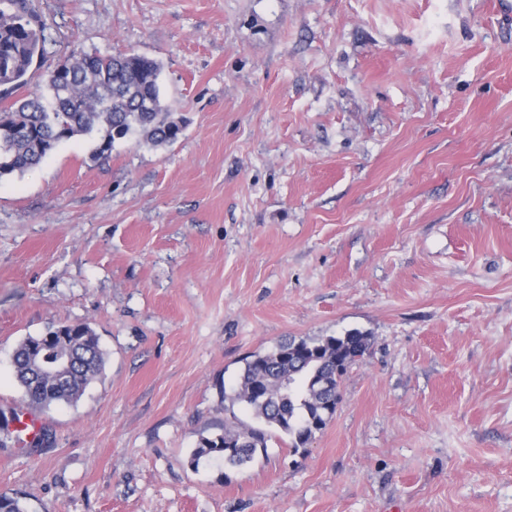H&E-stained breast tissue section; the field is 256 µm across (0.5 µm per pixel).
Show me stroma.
<instances>
[{
  "label": "stroma",
  "mask_w": 512,
  "mask_h": 512,
  "mask_svg": "<svg viewBox=\"0 0 512 512\" xmlns=\"http://www.w3.org/2000/svg\"><path fill=\"white\" fill-rule=\"evenodd\" d=\"M498 0H33L49 58L157 60L186 128L0 181V411L53 324L105 353L0 447L28 512H512V19ZM370 336L306 450L193 454L247 356Z\"/></svg>",
  "instance_id": "stroma-1"
}]
</instances>
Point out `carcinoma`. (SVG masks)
<instances>
[{
    "mask_svg": "<svg viewBox=\"0 0 512 512\" xmlns=\"http://www.w3.org/2000/svg\"><path fill=\"white\" fill-rule=\"evenodd\" d=\"M44 25L32 0H0V179L22 174L64 140L93 135L92 158L105 162L114 143L140 133L143 141L161 146L175 143L184 121L172 118L160 88V64L131 52L100 54L71 51L58 57L44 73L51 107L41 98L11 100L28 84L33 66L45 62ZM43 345L53 355L84 353L79 369L63 384L41 376L29 366L32 349ZM368 348L360 332L321 338H288L245 359L231 393L230 406L252 416L247 422L235 412L224 418L221 432L200 438L195 457L214 454L228 467L251 462L258 451L280 435L297 451L311 443L330 422L324 402L341 400L347 369ZM105 353L87 322L51 325L40 336H29L13 355L14 373L28 407L74 405L103 372Z\"/></svg>",
    "mask_w": 512,
    "mask_h": 512,
    "instance_id": "cac0c4a2",
    "label": "carcinoma"
}]
</instances>
